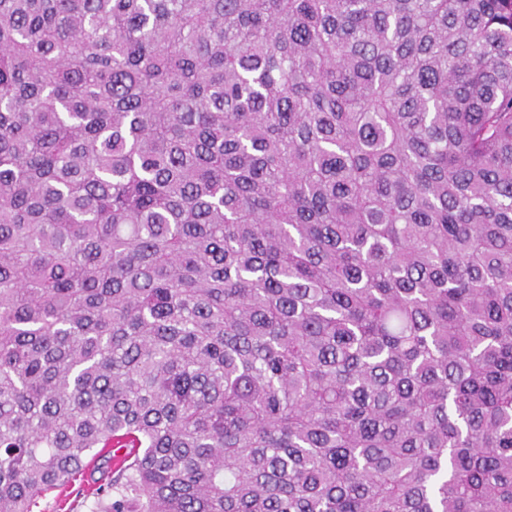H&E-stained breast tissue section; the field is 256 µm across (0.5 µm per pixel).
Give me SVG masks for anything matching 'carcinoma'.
Returning a JSON list of instances; mask_svg holds the SVG:
<instances>
[{"mask_svg":"<svg viewBox=\"0 0 512 512\" xmlns=\"http://www.w3.org/2000/svg\"><path fill=\"white\" fill-rule=\"evenodd\" d=\"M512 512V0H0V512ZM67 486L56 488L39 499L34 512H94L97 510V497L93 494L90 472ZM90 484V485H88Z\"/></svg>","mask_w":512,"mask_h":512,"instance_id":"obj_1","label":"carcinoma"}]
</instances>
